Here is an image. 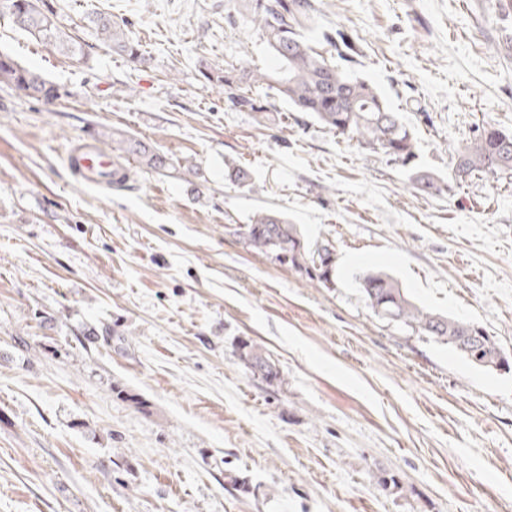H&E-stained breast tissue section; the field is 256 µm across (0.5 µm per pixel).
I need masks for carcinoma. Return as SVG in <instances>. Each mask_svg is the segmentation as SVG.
<instances>
[{
  "label": "carcinoma",
  "mask_w": 512,
  "mask_h": 512,
  "mask_svg": "<svg viewBox=\"0 0 512 512\" xmlns=\"http://www.w3.org/2000/svg\"><path fill=\"white\" fill-rule=\"evenodd\" d=\"M227 13L248 17L260 40L275 58L272 68H248L229 64L223 68L200 64V73L214 88H220L234 105L255 109L251 91L278 96L296 112H306L336 132L356 140L363 147L381 152L406 166L416 156V140L387 101L369 82L336 68L308 42L305 34L316 23L317 8L312 0H229ZM10 15L14 25L41 43L54 46L60 53L86 62L85 44L63 29L53 10L43 0H0V13ZM98 39L113 52L134 63L146 58L137 41L124 26L107 15L88 18ZM324 41L343 57L354 52L350 38L343 32L324 35ZM0 83L18 95L44 104L63 96L61 88L40 72L18 63L9 53L0 52ZM512 142V133L484 126L454 151L455 181L460 184L476 174L497 177L512 173V145L498 143L500 134ZM112 143L113 160L146 168L160 176L180 171L198 174L197 166L173 159L167 153L127 133L107 135ZM229 181L237 186L251 185L250 171L240 165L228 169ZM413 188L426 194L452 191L429 172L416 171ZM234 234L249 249L272 256L279 264L299 272L317 286L334 285L335 258L326 245L312 246L282 214L273 210L255 213L248 224H238ZM365 303L378 317L403 324L412 330L446 344L474 365L507 371L509 363L499 364L495 350L499 345L471 322L434 313L418 307L403 288L388 274L368 271L359 277ZM245 356L254 361V371L265 379L279 378V371L259 348L245 343Z\"/></svg>",
  "instance_id": "carcinoma-1"
}]
</instances>
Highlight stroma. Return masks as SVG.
Segmentation results:
<instances>
[{"label":"stroma","mask_w":512,"mask_h":512,"mask_svg":"<svg viewBox=\"0 0 512 512\" xmlns=\"http://www.w3.org/2000/svg\"><path fill=\"white\" fill-rule=\"evenodd\" d=\"M313 2L311 45L353 36L337 65L401 113L412 167L277 96L263 120L212 90L200 59L271 63L224 0H46L85 63L0 16V50L64 90L46 105L0 85V512H512V371L379 318L358 285L384 271L512 355V177L410 180L453 181L475 128L512 131V7ZM100 12L146 64L98 42ZM113 129L199 175L85 186L66 152ZM265 208L332 248L334 287L232 234ZM245 342L279 379L252 374ZM413 188L426 194H440L452 191V184L444 181L429 172L416 171L411 177Z\"/></svg>","instance_id":"stroma-1"}]
</instances>
